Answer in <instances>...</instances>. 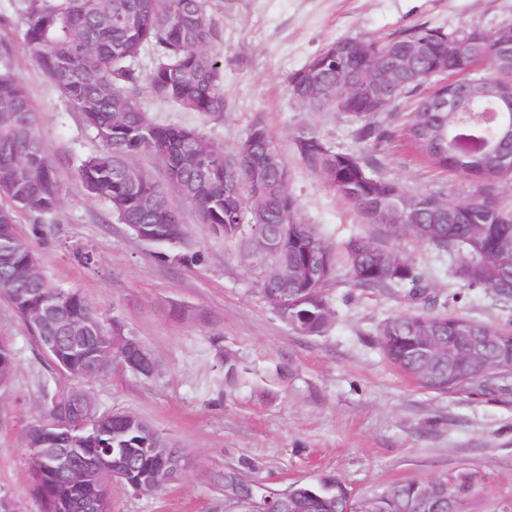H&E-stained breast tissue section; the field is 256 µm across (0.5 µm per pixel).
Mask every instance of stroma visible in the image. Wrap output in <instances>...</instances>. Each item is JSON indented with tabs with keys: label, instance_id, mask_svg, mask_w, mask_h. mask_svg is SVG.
I'll return each mask as SVG.
<instances>
[{
	"label": "stroma",
	"instance_id": "35a3bbf8",
	"mask_svg": "<svg viewBox=\"0 0 512 512\" xmlns=\"http://www.w3.org/2000/svg\"><path fill=\"white\" fill-rule=\"evenodd\" d=\"M25 4L0 0V39L10 45L0 68L9 67L39 106V134L62 195L55 214L38 223L18 213L15 229L53 282L81 292L105 319L122 320L160 363L151 380L115 368L86 382L98 407L140 413L190 457L183 475L161 490L137 494L113 485L112 512H227L212 475L229 468L277 490L330 478L357 498L445 477L471 483L463 512H512V393L429 392L386 362L376 336L384 319L417 306L502 325L512 320V303L467 287L454 274L458 256L409 237L383 238L413 259L428 286L425 299L414 304L401 288L358 286L341 268L326 287L335 318L308 336L278 316L234 248L191 206L181 205L182 222L201 259H169L82 189L78 169L101 143L30 60L22 39ZM209 9L224 58L223 120L147 96L143 108L157 123L197 128L229 149L262 119L290 159L305 221L330 242L380 232L295 160L290 135L298 125H316L333 145L373 162L381 177L407 191L465 199L477 189L476 180L436 168L407 145V109L382 113L384 137L361 142L343 114L296 111L288 78L348 36L385 38L420 24L447 33L494 31L512 23V0H210ZM80 247L94 252L93 267L76 261ZM0 338L17 357L11 385L0 392V490L17 512H39L27 433L44 394L67 382L3 300ZM232 363L239 377L229 385L224 367Z\"/></svg>",
	"mask_w": 512,
	"mask_h": 512
}]
</instances>
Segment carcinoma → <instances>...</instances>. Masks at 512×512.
<instances>
[{"label":"carcinoma","mask_w":512,"mask_h":512,"mask_svg":"<svg viewBox=\"0 0 512 512\" xmlns=\"http://www.w3.org/2000/svg\"><path fill=\"white\" fill-rule=\"evenodd\" d=\"M23 42L31 60L52 80L71 108L102 143V151L82 163L83 188L102 199L119 224L140 240L164 245L173 260L193 263L199 254L182 224L173 198L192 206L200 223L213 235L237 248L255 287L278 315L298 333H322L334 309L322 288L336 275L338 258L345 261L351 279L359 286H395L414 297L423 288L421 274L407 255L389 249L372 237L352 235L343 243L342 256L325 239L318 225L308 224L291 189L287 159L265 123L254 120L235 147L206 137L195 128L154 122L140 99L147 95L198 112L214 120L224 118L228 104L222 85L223 59L208 0H28L23 17ZM426 41L424 75L401 83L390 95L384 111L434 81L437 68L454 69L448 57V34L426 25L404 29L385 39H370L377 54L370 60L351 62L360 72L387 63L396 52ZM332 44L325 45L289 80V94L300 112H335L337 107L308 80L312 64L327 60ZM144 52L153 67L145 73L133 62ZM474 57L487 63L485 72L471 77L494 87L512 77V61L501 60L494 43H474ZM467 85L452 88L459 100L455 112L421 111L429 96L418 99L406 128L412 146L435 165L482 179H498L512 171V119L501 124L497 146L490 152L455 149L454 137L463 128L481 139L494 128L483 123L497 98L472 96ZM378 112L357 102L347 112L359 140L382 137L376 124ZM39 111L27 90L7 67L0 69V299L7 301L28 328L38 346L44 337L56 336L51 363L78 386L62 394L44 396L40 412L29 429V444L45 450L43 461L59 452L72 453L73 467L84 475L75 480L65 472L48 470L33 483L41 512H62L61 505L87 495L112 500V466L122 462L129 490L150 481L157 488L167 478L159 459L145 448L178 447L146 418L130 411H101L92 394L79 387L117 366L133 368L123 358L97 369L99 353L125 347L133 335L118 320L105 321L78 291L65 290L46 274L27 239L15 231L16 213L39 218L56 212L61 188L55 168L38 133ZM292 144L299 161L317 173L324 184L345 200L372 226L387 235H409L437 250L460 256L455 274L468 286H486L500 273L512 274V257L492 255L494 242L512 235V209L492 189H478L476 203L446 208L448 198L431 192L409 193L378 175L375 166L359 156L338 149L311 124L293 129ZM150 154L165 167L167 180L159 182L133 163ZM279 241L278 253L262 250V237ZM310 267L322 274L311 280ZM460 316L410 312L383 320L377 343L386 360L417 384L434 393L481 391L480 371L472 367L466 351L478 347L490 364L512 356V324L493 326L470 321L464 337L457 338ZM437 336L456 349L448 360L441 353L423 357L418 343ZM17 368L11 346L0 341V390L9 387ZM84 397L81 416L67 411L72 393ZM216 481L237 482L244 495L280 499L247 475L229 470ZM325 478L314 485L288 491L292 507L287 512H357V502ZM470 491L466 482L439 478L410 480L376 495L368 505L374 512H452Z\"/></svg>","instance_id":"carcinoma-1"}]
</instances>
